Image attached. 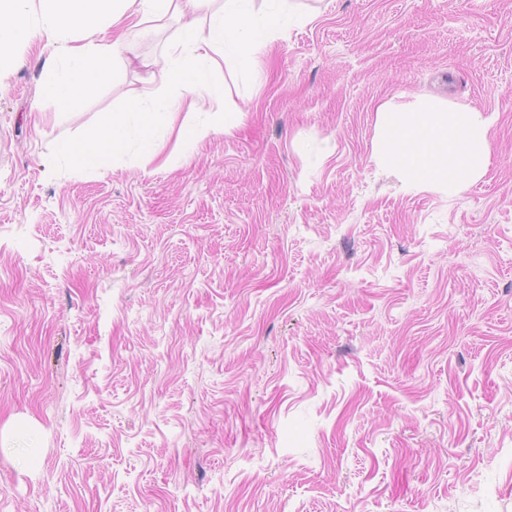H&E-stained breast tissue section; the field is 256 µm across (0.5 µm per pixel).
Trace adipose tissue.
Wrapping results in <instances>:
<instances>
[{
  "instance_id": "ef3b65f1",
  "label": "adipose tissue",
  "mask_w": 512,
  "mask_h": 512,
  "mask_svg": "<svg viewBox=\"0 0 512 512\" xmlns=\"http://www.w3.org/2000/svg\"><path fill=\"white\" fill-rule=\"evenodd\" d=\"M302 20L290 0H0V73L39 34L61 44L47 66L42 96L88 98L124 64V41L96 38L98 25L133 29L178 22L170 65L151 75L111 119L87 131L78 149L61 151L62 160L78 155L100 166L107 152L144 144L162 120L184 106L195 115L194 138L209 136L239 109L224 94L225 61L255 64L269 42ZM377 112V155L408 184L454 194L487 173L492 117L466 106L424 102L400 111L383 103Z\"/></svg>"
}]
</instances>
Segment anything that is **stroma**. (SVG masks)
Listing matches in <instances>:
<instances>
[{"mask_svg": "<svg viewBox=\"0 0 512 512\" xmlns=\"http://www.w3.org/2000/svg\"><path fill=\"white\" fill-rule=\"evenodd\" d=\"M197 140L64 162L177 23L65 109L0 80V512H512V0H297ZM495 115L408 190L377 107Z\"/></svg>", "mask_w": 512, "mask_h": 512, "instance_id": "stroma-1", "label": "stroma"}]
</instances>
